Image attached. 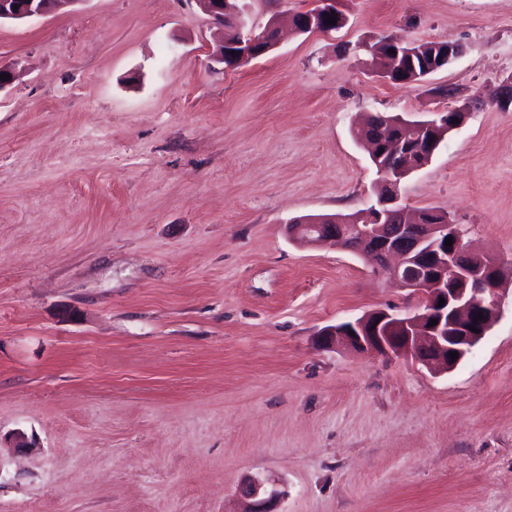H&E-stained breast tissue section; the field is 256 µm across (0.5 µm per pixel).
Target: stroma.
<instances>
[{
	"mask_svg": "<svg viewBox=\"0 0 512 512\" xmlns=\"http://www.w3.org/2000/svg\"><path fill=\"white\" fill-rule=\"evenodd\" d=\"M336 8L335 33L225 70L186 0L0 23V512H242L252 477L281 512H512V283L437 373L319 344L418 301L285 230L374 202L362 116L464 107L399 202L512 263V0ZM387 35L463 52L394 85Z\"/></svg>",
	"mask_w": 512,
	"mask_h": 512,
	"instance_id": "stroma-1",
	"label": "stroma"
}]
</instances>
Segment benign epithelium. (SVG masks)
Listing matches in <instances>:
<instances>
[{
  "label": "benign epithelium",
  "instance_id": "7a95c632",
  "mask_svg": "<svg viewBox=\"0 0 512 512\" xmlns=\"http://www.w3.org/2000/svg\"><path fill=\"white\" fill-rule=\"evenodd\" d=\"M80 0H0V22L21 21L48 16ZM216 27L219 51L213 55L216 63H224V22L233 24L237 38V62L246 63L259 56L255 47L266 36L279 29L273 17L262 30L250 22L247 4L232 10L229 0H192ZM335 0H317L313 11L298 13L292 25L299 33H330L344 24V18L332 14ZM337 24L328 23V19ZM394 50L389 57H375L384 64L399 62L405 56L412 70L408 82L414 83L420 74L434 73L462 54L457 44H444L443 53L422 61L423 71L415 59L412 44L388 40ZM465 112L452 109L439 122L452 130L463 121ZM437 122L418 123L401 120L387 122L377 129V139L371 153L380 163L385 179L378 182V209L359 214V219L346 222L334 215L309 216L288 225V231L301 245L317 246L332 242L367 258L374 269L389 274L392 284L422 298L424 309L406 315L377 311L349 323L332 326L322 334L323 342L343 348H371L385 355L410 356L430 369L450 371L481 342L502 311L505 266L496 259L472 251L464 234L451 221L441 224L426 221L425 213L398 209L402 170L413 171L427 165L423 139L437 128ZM452 238V246L445 240ZM445 303H440V300ZM483 319H477L478 314ZM438 324L433 326L430 320ZM478 332L471 331V328ZM458 353L453 360L450 353ZM254 502L243 512H277L275 504L280 492L264 489L255 480L246 489Z\"/></svg>",
  "mask_w": 512,
  "mask_h": 512
}]
</instances>
